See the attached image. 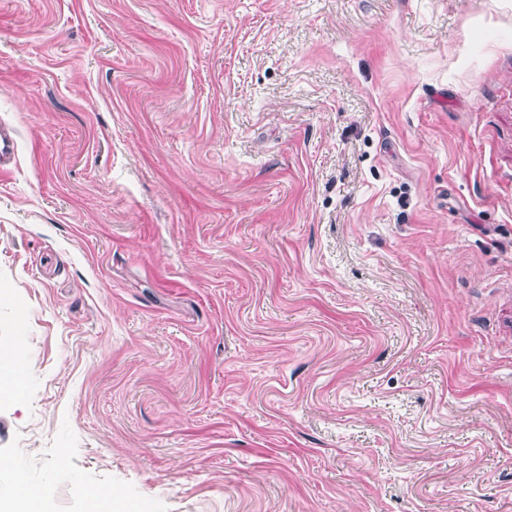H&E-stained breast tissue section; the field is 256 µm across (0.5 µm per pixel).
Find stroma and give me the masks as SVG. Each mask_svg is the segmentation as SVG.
<instances>
[{
	"mask_svg": "<svg viewBox=\"0 0 512 512\" xmlns=\"http://www.w3.org/2000/svg\"><path fill=\"white\" fill-rule=\"evenodd\" d=\"M0 494L512 512V0H0ZM24 365L18 348L14 344L0 345V398H14L18 393Z\"/></svg>",
	"mask_w": 512,
	"mask_h": 512,
	"instance_id": "1",
	"label": "stroma"
}]
</instances>
